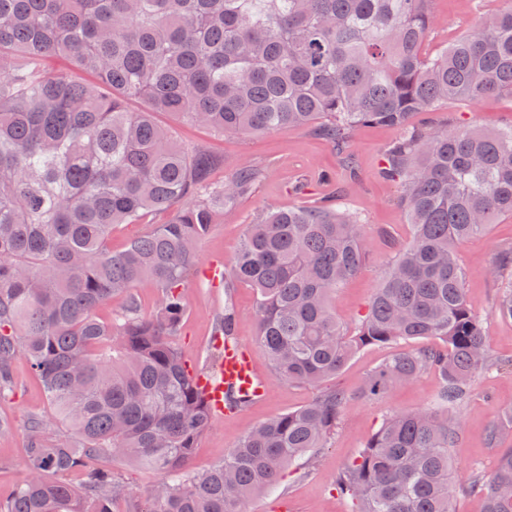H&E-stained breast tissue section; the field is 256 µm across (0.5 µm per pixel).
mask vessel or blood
Wrapping results in <instances>:
<instances>
[{"label": "vessel or blood", "mask_w": 512, "mask_h": 512, "mask_svg": "<svg viewBox=\"0 0 512 512\" xmlns=\"http://www.w3.org/2000/svg\"><path fill=\"white\" fill-rule=\"evenodd\" d=\"M267 384L266 377L258 370L252 355L245 349L229 344L220 361L214 362L199 381V388L213 415L224 413V400L231 394L261 395Z\"/></svg>", "instance_id": "b4317fda"}]
</instances>
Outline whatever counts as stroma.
Listing matches in <instances>:
<instances>
[{"mask_svg":"<svg viewBox=\"0 0 512 512\" xmlns=\"http://www.w3.org/2000/svg\"><path fill=\"white\" fill-rule=\"evenodd\" d=\"M502 6V0H432L435 24L427 51L441 48L469 32ZM158 120L170 126L185 147L204 148L216 158L212 180H224L243 165L268 170L251 196L225 209L220 224L213 226L199 247V263L228 261L248 224L264 208L311 205L333 196L336 190H344L347 204L365 219L363 231L369 244L362 269L337 290L332 302L337 320L345 327H354L366 313L388 263L410 238V227L399 203V185L380 173L383 152L396 138V129L381 125L362 127L346 148L339 151L306 128L222 137L165 114L159 115ZM412 122L416 125L434 122L450 127L462 124L504 127L512 124V97L450 101L440 104L435 111L414 115ZM511 246L512 215L504 214L496 218L487 233L467 240L459 249V262L465 273V296L483 321L490 355L497 363L496 368L476 379L468 401L459 411L461 431L450 457L461 475L474 469L491 472L501 450L512 448V429L498 444H490L487 439L488 429L512 410V318L497 313L501 293L512 287V273L507 271L498 277L490 273L496 252ZM183 292L189 311L175 342L191 367L206 366L215 316L229 301L237 315V342L251 349L258 369L270 377L261 400L213 419L198 438L192 464L204 469L223 460L256 425L303 405L315 397L318 390L272 377L265 354L256 346L257 319L252 288L241 286L228 296L223 289L204 285L201 274L196 273L185 282ZM389 354V348L377 346H367L355 353L335 379L336 385L348 391L352 399L343 410L327 447L317 451L306 474L285 475L277 488L255 494L247 502L246 512H352L351 499L335 488L340 470L365 446L385 416L434 407L440 385L438 375L430 371L378 398L361 397L367 377ZM13 377L12 394L0 400V422L9 424L8 430L0 431V498L6 497L27 475L23 451L25 419L49 413L48 402L25 360L14 362ZM98 466L111 470L113 477L130 491L129 500L115 502L113 512H129L133 502L146 504L161 480L159 474L124 459L104 458L99 460Z\"/></svg>","mask_w":512,"mask_h":512,"instance_id":"obj_1","label":"stroma"}]
</instances>
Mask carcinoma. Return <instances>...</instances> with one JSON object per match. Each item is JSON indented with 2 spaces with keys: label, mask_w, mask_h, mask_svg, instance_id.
Wrapping results in <instances>:
<instances>
[{
  "label": "carcinoma",
  "mask_w": 512,
  "mask_h": 512,
  "mask_svg": "<svg viewBox=\"0 0 512 512\" xmlns=\"http://www.w3.org/2000/svg\"><path fill=\"white\" fill-rule=\"evenodd\" d=\"M431 2L0 0V398L21 358L53 409L24 424L28 474L0 512H112L126 489L91 467L102 456L161 475L133 512H244L325 447L349 400L328 387L259 424L224 460L190 468L212 414L202 372L172 342L188 312L182 288L224 209L266 171L243 166L212 182L215 159L179 143L159 113L221 136L313 127L337 148L368 124L398 130L383 174L401 186L411 236L355 330L336 320L331 298L367 247L362 217L338 194L247 225L224 268L214 336L234 342L231 292L245 285L256 293V342L282 381L323 384L358 349L396 346L362 395L433 371L447 415L384 418L336 490L353 512H455L459 492L481 496L483 512H512V448L489 474L463 480L449 455L460 429L452 412L489 367L457 251L512 214V127L410 123L440 102L512 96V7L429 56ZM50 57L67 70L47 72ZM73 68L91 80L73 79ZM132 99L145 107L131 109ZM166 210L169 222L112 252L115 225ZM140 284L160 297L149 316L132 293ZM120 294L124 308L99 320ZM416 339L442 346L398 348ZM51 427L61 434L47 437Z\"/></svg>",
  "instance_id": "carcinoma-1"
}]
</instances>
